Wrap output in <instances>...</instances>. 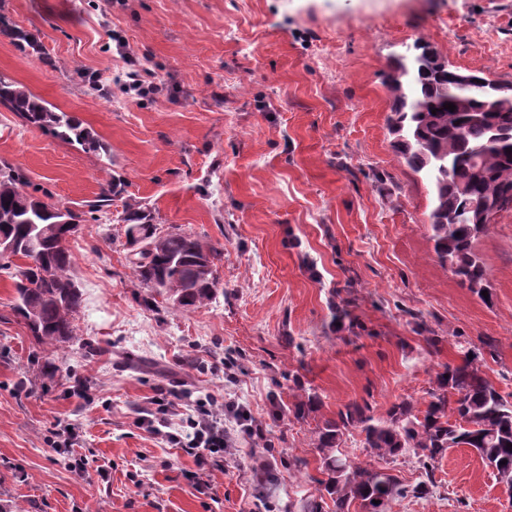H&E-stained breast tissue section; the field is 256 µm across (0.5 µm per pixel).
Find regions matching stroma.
I'll list each match as a JSON object with an SVG mask.
<instances>
[{"instance_id": "obj_1", "label": "stroma", "mask_w": 512, "mask_h": 512, "mask_svg": "<svg viewBox=\"0 0 512 512\" xmlns=\"http://www.w3.org/2000/svg\"><path fill=\"white\" fill-rule=\"evenodd\" d=\"M0 12L41 49L0 37V74L112 154L103 164L0 112V160L74 209L107 198L69 240L80 341L50 354L54 381L31 361L0 270V498L24 512H283L314 493L312 431L344 404L368 401L378 419L403 400L424 410L436 372L489 339L483 370L512 393V214L475 242L487 302L434 251L431 188L391 147L385 86L392 56L419 40L455 67L512 80V0H0ZM119 38L160 92L120 91ZM130 203L160 230L209 243L223 295L188 312L148 305L127 265ZM298 384L321 401L302 419L286 410ZM159 387L246 403L270 448L241 443L216 494L199 493L184 476L193 457L138 423ZM66 423L81 428L85 475L56 461ZM292 456L306 473L289 470ZM260 459L274 492L255 479ZM435 480L388 512H512L472 449H448Z\"/></svg>"}]
</instances>
